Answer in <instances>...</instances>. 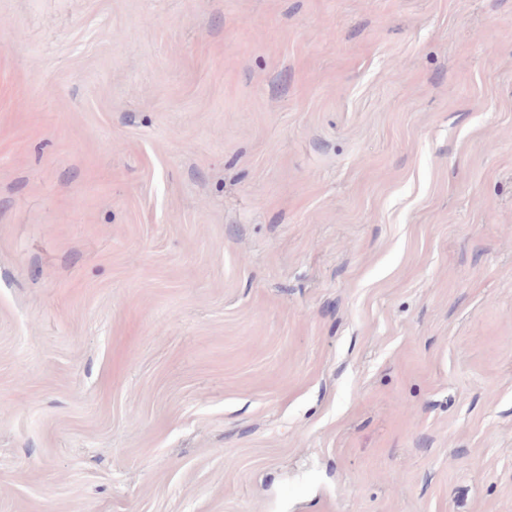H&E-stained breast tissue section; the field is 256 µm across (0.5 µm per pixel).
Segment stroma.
I'll use <instances>...</instances> for the list:
<instances>
[{"instance_id": "obj_1", "label": "stroma", "mask_w": 512, "mask_h": 512, "mask_svg": "<svg viewBox=\"0 0 512 512\" xmlns=\"http://www.w3.org/2000/svg\"><path fill=\"white\" fill-rule=\"evenodd\" d=\"M0 512H512V0H0Z\"/></svg>"}]
</instances>
